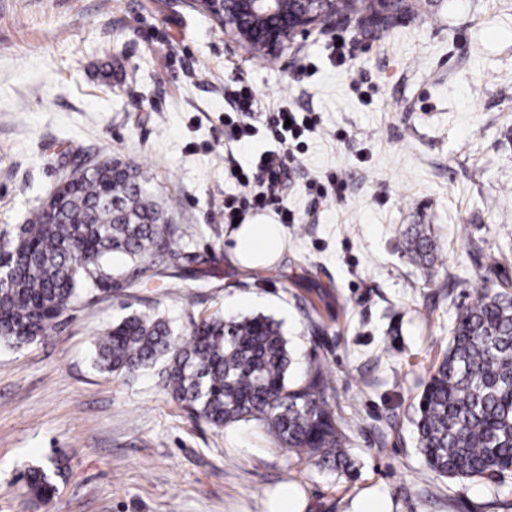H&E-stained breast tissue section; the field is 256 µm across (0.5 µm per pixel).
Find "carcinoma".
<instances>
[{
    "label": "carcinoma",
    "mask_w": 512,
    "mask_h": 512,
    "mask_svg": "<svg viewBox=\"0 0 512 512\" xmlns=\"http://www.w3.org/2000/svg\"><path fill=\"white\" fill-rule=\"evenodd\" d=\"M180 240L138 168L94 160L27 223L0 233V342L33 343L78 305L112 295L115 254L127 260V288L199 260ZM401 251L434 280L425 233L414 230ZM492 271L497 281L459 310L418 401L417 447L437 479L512 477V279L499 264ZM95 360L122 376L157 367L167 394L211 426L252 421L322 471H354L343 419L327 400L329 374L316 362L304 380H290L289 341L267 316L207 317L179 342L163 314L133 311L99 334ZM59 470L49 458L27 470L26 485L49 500Z\"/></svg>",
    "instance_id": "cac0c4a2"
}]
</instances>
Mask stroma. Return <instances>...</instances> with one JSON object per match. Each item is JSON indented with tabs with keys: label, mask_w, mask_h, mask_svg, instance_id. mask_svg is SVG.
<instances>
[{
	"label": "stroma",
	"mask_w": 512,
	"mask_h": 512,
	"mask_svg": "<svg viewBox=\"0 0 512 512\" xmlns=\"http://www.w3.org/2000/svg\"><path fill=\"white\" fill-rule=\"evenodd\" d=\"M363 26L318 23L257 57L196 0H0V230L15 229L66 173L61 147L138 168L188 251L207 256L81 305L32 344L0 343V512H266L293 484L304 512H498L512 479H434L415 404L489 266L512 274V0H399ZM347 45L344 64L325 46ZM317 72L296 84L293 71ZM264 104L313 110L280 195L297 221L274 264L235 263L224 196V80ZM337 175L342 198L307 185ZM436 245L427 281L397 243ZM158 311L187 334L212 315L278 321L292 379L322 362L329 403L355 417L353 478L278 447L253 423L216 429L172 401L156 372L98 370L97 331ZM61 461L56 493L22 473Z\"/></svg>",
	"instance_id": "35a3bbf8"
}]
</instances>
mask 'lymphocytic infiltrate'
I'll return each instance as SVG.
<instances>
[{
  "instance_id": "1",
  "label": "lymphocytic infiltrate",
  "mask_w": 512,
  "mask_h": 512,
  "mask_svg": "<svg viewBox=\"0 0 512 512\" xmlns=\"http://www.w3.org/2000/svg\"><path fill=\"white\" fill-rule=\"evenodd\" d=\"M226 97L231 98V114L224 117V139L230 143H245L256 137L260 130H267L277 144L276 149L267 150L250 163L240 164L233 152L224 154V172L233 180L236 193L224 198V221L233 223L244 217L246 212L273 208L281 223L296 221L294 212L279 196V184L288 155L290 142L313 133L319 118L313 112H299L286 106L273 109L265 119L264 126L243 122L242 117L261 111L258 92L245 81L235 79L224 88Z\"/></svg>"
}]
</instances>
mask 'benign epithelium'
I'll return each instance as SVG.
<instances>
[{
    "label": "benign epithelium",
    "mask_w": 512,
    "mask_h": 512,
    "mask_svg": "<svg viewBox=\"0 0 512 512\" xmlns=\"http://www.w3.org/2000/svg\"><path fill=\"white\" fill-rule=\"evenodd\" d=\"M224 30L249 49L268 55L336 18V0H219Z\"/></svg>",
    "instance_id": "7a95c632"
}]
</instances>
